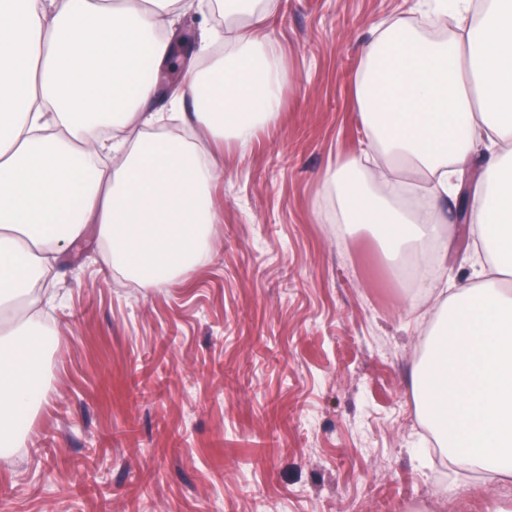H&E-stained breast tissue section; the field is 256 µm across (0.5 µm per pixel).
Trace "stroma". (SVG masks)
Instances as JSON below:
<instances>
[{
  "mask_svg": "<svg viewBox=\"0 0 512 512\" xmlns=\"http://www.w3.org/2000/svg\"><path fill=\"white\" fill-rule=\"evenodd\" d=\"M416 0H276L291 79L274 128L226 144L206 262L143 288L98 245L59 260L46 396L0 461L9 512H496L443 460L410 374L412 297L368 231L342 234L324 172L368 141L354 77Z\"/></svg>",
  "mask_w": 512,
  "mask_h": 512,
  "instance_id": "obj_1",
  "label": "stroma"
}]
</instances>
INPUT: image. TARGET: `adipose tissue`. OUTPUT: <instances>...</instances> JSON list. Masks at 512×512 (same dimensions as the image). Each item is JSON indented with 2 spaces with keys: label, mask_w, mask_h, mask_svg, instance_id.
<instances>
[{
  "label": "adipose tissue",
  "mask_w": 512,
  "mask_h": 512,
  "mask_svg": "<svg viewBox=\"0 0 512 512\" xmlns=\"http://www.w3.org/2000/svg\"><path fill=\"white\" fill-rule=\"evenodd\" d=\"M222 16L201 66L155 111L180 15ZM456 13L459 30L431 37ZM273 0H0V459L45 397L36 315L54 262L108 245L144 287L199 267L220 216L211 145L277 124L289 73ZM380 169L348 160L324 191L336 221L378 235L391 274L435 304L411 391L442 455L512 476V0H455L375 31L355 77ZM456 207L469 245L437 286Z\"/></svg>",
  "instance_id": "1"
}]
</instances>
